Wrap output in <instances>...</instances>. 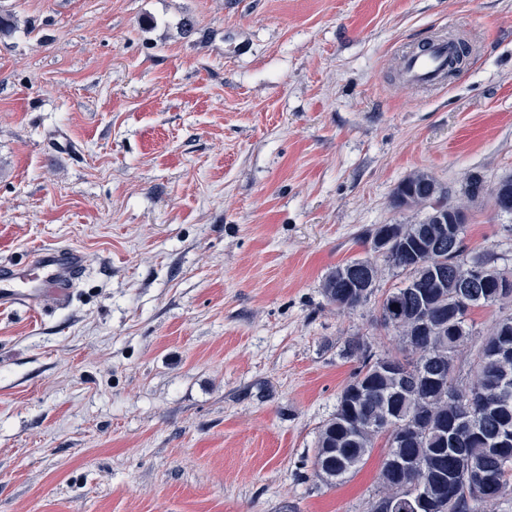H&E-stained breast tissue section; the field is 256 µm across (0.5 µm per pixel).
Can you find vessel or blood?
I'll list each match as a JSON object with an SVG mask.
<instances>
[{
	"mask_svg": "<svg viewBox=\"0 0 512 512\" xmlns=\"http://www.w3.org/2000/svg\"><path fill=\"white\" fill-rule=\"evenodd\" d=\"M451 48L445 37L430 40L426 51L409 50L399 57L404 79L415 88H442L448 78ZM86 269L83 253L71 246L43 245L25 264L0 263V308H25L39 314L46 298L67 303Z\"/></svg>",
	"mask_w": 512,
	"mask_h": 512,
	"instance_id": "1",
	"label": "vessel or blood"
}]
</instances>
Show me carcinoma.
I'll return each mask as SVG.
<instances>
[{
    "label": "carcinoma",
    "instance_id": "carcinoma-1",
    "mask_svg": "<svg viewBox=\"0 0 512 512\" xmlns=\"http://www.w3.org/2000/svg\"><path fill=\"white\" fill-rule=\"evenodd\" d=\"M417 193L413 209L425 213L416 224H394L392 231L405 241L435 239L441 227L431 219V201L442 193L436 179L425 172L407 177ZM465 225L455 234L456 245L430 258L407 255L390 264L405 272V284L389 289L380 302L382 324L395 333V352L372 353L363 337L351 336L341 355L357 363L341 390L336 411L320 427L311 476L328 486L356 472L378 439L386 453L380 480L381 494L370 512H390L408 486L421 488L428 512H491L512 489V314L501 317L484 337L476 335L471 312L477 307L509 299L502 282L507 274L487 251L474 253L464 240ZM448 266L444 284L433 281L430 268ZM481 278L473 286L470 266ZM423 282L435 306L430 331L419 333L418 303L406 284ZM327 303L338 310H354L369 300L356 298L353 288L331 270L322 285ZM469 356V376L454 374L463 352ZM403 427L406 438L386 434L383 422ZM457 427L463 443L448 449L445 428ZM409 458L418 464L411 475L393 469L390 458ZM474 461L480 472L472 479L448 485V473L459 459ZM488 495L478 494L485 478Z\"/></svg>",
    "mask_w": 512,
    "mask_h": 512
}]
</instances>
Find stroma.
<instances>
[{"mask_svg": "<svg viewBox=\"0 0 512 512\" xmlns=\"http://www.w3.org/2000/svg\"><path fill=\"white\" fill-rule=\"evenodd\" d=\"M0 260L79 248L84 277L39 315L0 310V512H369L376 443L311 480L354 368L395 342L379 292L322 284L414 224L397 184L469 202L465 243L512 269V0H0ZM471 48L435 91L400 50ZM348 279V273L344 270L336 274V268L332 269L324 279L322 285L323 296L329 305L335 306L337 310H354L366 303L375 292V288H370L366 297L362 300L356 298L353 288L360 291L362 288H369V284L374 281L373 273L365 271L359 279L353 281V288L344 280Z\"/></svg>", "mask_w": 512, "mask_h": 512, "instance_id": "obj_1", "label": "stroma"}]
</instances>
